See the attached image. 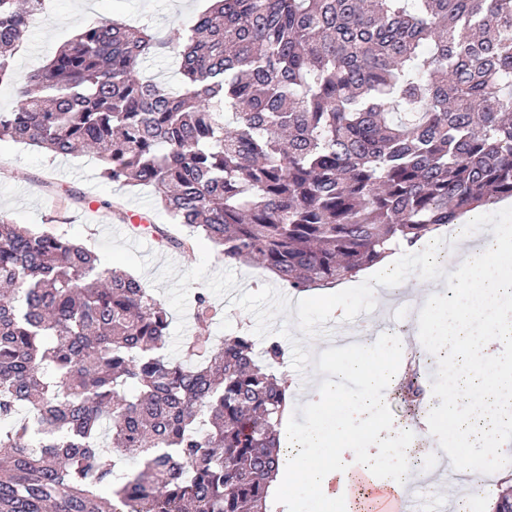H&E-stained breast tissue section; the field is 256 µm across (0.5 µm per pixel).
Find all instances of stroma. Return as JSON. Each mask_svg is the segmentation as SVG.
Masks as SVG:
<instances>
[{
	"instance_id": "stroma-1",
	"label": "stroma",
	"mask_w": 512,
	"mask_h": 512,
	"mask_svg": "<svg viewBox=\"0 0 512 512\" xmlns=\"http://www.w3.org/2000/svg\"><path fill=\"white\" fill-rule=\"evenodd\" d=\"M46 3L45 14L30 27L12 59L17 73L47 62L90 20L146 23L159 37L174 41L208 6L207 0ZM99 199L118 202L126 212L139 209L144 225L141 237H134L125 223L89 210L88 201ZM0 211L35 231L66 234L93 251L102 265L139 279L171 315L167 353L172 360H181L186 338L196 332L192 297L200 289L222 310L209 330L212 342L239 332L259 345L267 337H277L286 352L285 367L300 380L320 363L332 360L331 355H317L307 344L311 338L326 339L328 325L336 321L331 302L294 293L277 282L264 284L262 267L224 261L200 237L189 253L162 246L156 230L166 227L167 220L152 189L102 181L93 155L62 157L41 148L0 142Z\"/></svg>"
}]
</instances>
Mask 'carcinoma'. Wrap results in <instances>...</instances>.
<instances>
[{
	"instance_id": "carcinoma-1",
	"label": "carcinoma",
	"mask_w": 512,
	"mask_h": 512,
	"mask_svg": "<svg viewBox=\"0 0 512 512\" xmlns=\"http://www.w3.org/2000/svg\"><path fill=\"white\" fill-rule=\"evenodd\" d=\"M25 2L0 0V141L152 187L189 229L155 228L169 248L199 233L306 291L512 199V0H214L175 44L92 21L20 80ZM161 50L175 87L138 76ZM219 314L194 293L197 329ZM170 324L138 280L0 212V512H272L282 344L194 336L177 362Z\"/></svg>"
}]
</instances>
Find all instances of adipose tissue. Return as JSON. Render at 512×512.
I'll return each mask as SVG.
<instances>
[{
  "mask_svg": "<svg viewBox=\"0 0 512 512\" xmlns=\"http://www.w3.org/2000/svg\"><path fill=\"white\" fill-rule=\"evenodd\" d=\"M455 256L456 264L448 272L427 266L426 242L393 244L376 265L358 274L368 293L378 298L384 285L394 280L402 259L412 257L422 265L433 288L418 298L420 318L414 333L422 338L421 348L436 358L450 336L463 341L478 337L488 349L498 337L512 334V279L500 274L502 264L512 261V236L494 231L483 239H470L466 247L456 248ZM360 342L375 357L373 366L347 360L335 371H315L305 386L295 388L290 412L305 414L307 426L298 439L299 453L283 468L282 481L273 482L272 493L284 488L292 493L310 489L318 503L337 502L343 512H355L347 486L356 474L378 481L387 453H394L400 461L387 484L402 492L418 478L409 469V461L449 447L453 450L450 465L465 468L498 423L512 420V405L502 403L498 396L497 372L463 364L455 373V396L447 423L400 444V437L408 433L405 420L388 421L377 429L370 428L369 422L372 412L384 407L394 391L392 365L404 355L407 338L395 333L380 345L367 336Z\"/></svg>",
  "mask_w": 512,
  "mask_h": 512,
  "instance_id": "adipose-tissue-1",
  "label": "adipose tissue"
}]
</instances>
